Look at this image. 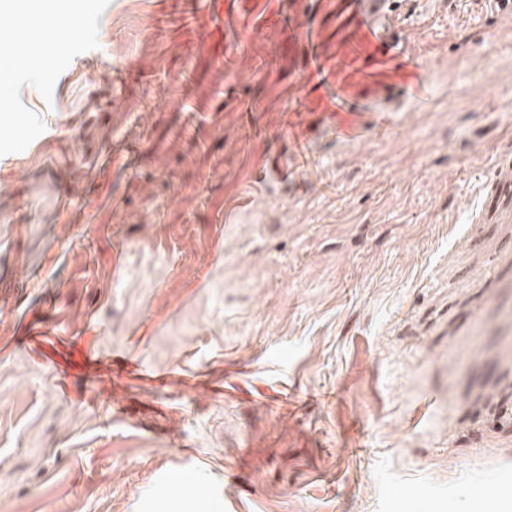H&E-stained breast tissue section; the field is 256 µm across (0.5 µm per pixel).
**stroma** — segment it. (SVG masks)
<instances>
[{"instance_id": "35a3bbf8", "label": "stroma", "mask_w": 512, "mask_h": 512, "mask_svg": "<svg viewBox=\"0 0 512 512\" xmlns=\"http://www.w3.org/2000/svg\"><path fill=\"white\" fill-rule=\"evenodd\" d=\"M400 12L87 0L0 64V512H512V15ZM369 42L384 56L404 52L401 15L395 0H354Z\"/></svg>"}]
</instances>
